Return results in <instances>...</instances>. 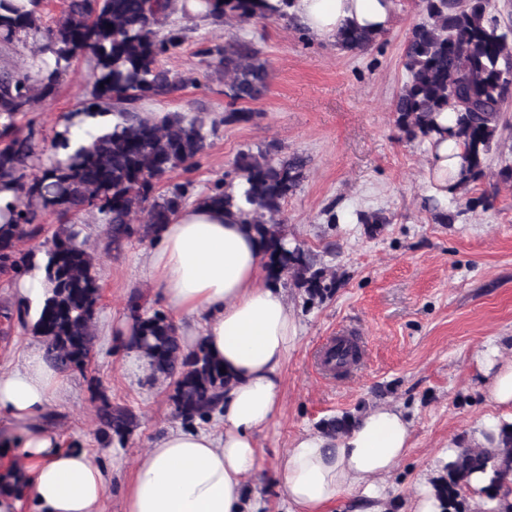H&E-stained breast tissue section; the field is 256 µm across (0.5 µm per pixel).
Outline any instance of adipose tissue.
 Instances as JSON below:
<instances>
[{
	"instance_id": "obj_1",
	"label": "adipose tissue",
	"mask_w": 512,
	"mask_h": 512,
	"mask_svg": "<svg viewBox=\"0 0 512 512\" xmlns=\"http://www.w3.org/2000/svg\"><path fill=\"white\" fill-rule=\"evenodd\" d=\"M299 19L318 40L335 39L354 26L387 32L398 0H267ZM427 179L438 200L448 197L462 149L434 139L428 145ZM147 276L180 327L184 349L203 338L233 377L224 394L217 430L169 429L138 459L124 512H264L248 494L246 477L259 468L255 435L278 413L279 370L298 339L299 326L282 288L262 281L263 250L237 213L196 203L183 207L156 232ZM479 364L494 413L477 419L470 443L488 447L489 434L512 425V360L496 349ZM67 375L32 345L21 365L0 371V416L26 423L19 450L30 512H99L106 479L80 448L61 447L38 425ZM410 446V421L399 407L381 405L352 419L347 432L320 430L295 436L273 466L284 512H332L344 496L358 512H387L388 480Z\"/></svg>"
}]
</instances>
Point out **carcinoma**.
<instances>
[{"mask_svg": "<svg viewBox=\"0 0 512 512\" xmlns=\"http://www.w3.org/2000/svg\"><path fill=\"white\" fill-rule=\"evenodd\" d=\"M0 0V43L32 47L26 67L0 73V190L11 188L13 202L0 211V270L16 274L42 271L50 288L38 318L27 321L26 308L17 316L42 339L50 362L62 372L81 370L91 359L95 320L101 297L97 256L73 217L95 210L107 227V246L115 249L133 237L152 238L192 196V183H175L157 191L169 172L196 162L208 146L215 126L181 112L161 117L140 112L146 99L171 97L188 79L159 66L172 55L194 28L178 25L171 16L188 14L178 0H66L55 26L43 23L42 0ZM208 18L244 24L256 18L284 19L267 13L259 0H207ZM427 21L415 25L407 37L404 68L407 80L392 103L402 138L424 144L448 138L463 145L449 201L456 202L469 187L482 180L493 149L512 130L505 112L512 97V13L502 16L490 0H419ZM384 38L357 27L336 35V46L365 53ZM93 62L92 100L71 113L68 124L46 147L34 131L21 133L18 120L38 99L51 97L60 77L79 56ZM198 54L224 71V96L229 99L223 123L248 122L254 113L237 107L255 101L268 89V73L260 51L251 42L229 37L222 46H204ZM448 113V125L439 119ZM112 114V126L82 140L85 119ZM68 150L65 158L45 157L47 150ZM307 156L293 153L277 158L272 149L241 151L232 170L199 193L196 201L237 210L260 240L267 278L272 283L286 276L303 291L305 302L330 298L337 286L336 273L309 250L292 242L279 219L288 198L304 178ZM39 174L26 180L27 171ZM44 210L67 219L69 228L52 237L37 265L17 242L39 233L36 226ZM144 221L135 225L137 214ZM134 317L131 345L149 362L148 381L163 380L171 387L174 415L185 422L207 419L219 406L230 377L220 372L204 341L186 352L176 327L163 312H143L137 299L130 301ZM100 432L119 440L136 427V417L125 406L103 400L98 408ZM489 475L483 493L498 496L502 483L512 478V428L500 432L493 451L462 448L442 467L435 487L446 502L445 512H469L464 494L471 476Z\"/></svg>", "mask_w": 512, "mask_h": 512, "instance_id": "carcinoma-1", "label": "carcinoma"}]
</instances>
